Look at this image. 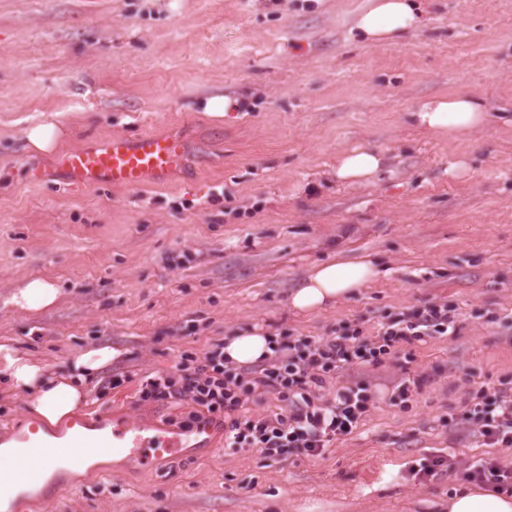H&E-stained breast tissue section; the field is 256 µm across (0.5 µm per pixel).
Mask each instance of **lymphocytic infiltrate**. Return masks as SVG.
Segmentation results:
<instances>
[{"instance_id": "1", "label": "lymphocytic infiltrate", "mask_w": 512, "mask_h": 512, "mask_svg": "<svg viewBox=\"0 0 512 512\" xmlns=\"http://www.w3.org/2000/svg\"><path fill=\"white\" fill-rule=\"evenodd\" d=\"M457 320L447 305L429 303L395 314L373 334L346 328L322 342L285 340L262 364L246 368L225 362L219 344L200 358L182 354L179 376L145 377L139 399L187 405L194 423L222 419L224 445L236 451L255 450L273 460L291 453L315 457L333 440L352 433L374 404L364 383L330 389L336 374L354 365H380L397 356L402 344L452 335ZM264 398L279 402V410L249 415V404ZM455 420L477 426L485 445L511 448L512 386L477 389ZM461 476L512 492V468L493 458L473 461Z\"/></svg>"}]
</instances>
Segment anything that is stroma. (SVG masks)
<instances>
[{
    "label": "stroma",
    "mask_w": 512,
    "mask_h": 512,
    "mask_svg": "<svg viewBox=\"0 0 512 512\" xmlns=\"http://www.w3.org/2000/svg\"><path fill=\"white\" fill-rule=\"evenodd\" d=\"M368 4L0 0V337L51 376L82 350L117 352L73 418L45 433L116 416L179 429L186 407L141 402V380L239 331L314 341L372 333L429 302L459 313L455 335L335 378L365 382L376 404L321 456L237 452L219 429L211 450L150 471L121 455L61 471L55 498L18 497L8 512H446L460 477L416 481L419 460L512 467V447L443 423L470 392L512 381V0H419L422 26L380 45L355 26ZM452 94L484 97L486 125L451 139L417 124L421 103ZM217 98L224 114L208 107ZM49 117L69 131L63 152L175 133L199 157L161 184L73 187L55 154L24 145ZM354 147L386 157L369 183L333 173ZM460 159L467 173L449 176ZM37 167L49 178L33 179ZM361 253L385 277L322 311L292 310L312 265ZM33 276L62 291L35 316L12 302ZM115 373L124 384L106 387ZM408 375L425 382L409 408L391 405ZM36 421L24 395L0 393V442Z\"/></svg>",
    "instance_id": "stroma-1"
}]
</instances>
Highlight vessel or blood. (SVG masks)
I'll use <instances>...</instances> for the list:
<instances>
[{
    "mask_svg": "<svg viewBox=\"0 0 512 512\" xmlns=\"http://www.w3.org/2000/svg\"><path fill=\"white\" fill-rule=\"evenodd\" d=\"M191 146L174 134H149L134 140L114 137L94 146L81 147L62 155L58 164L73 186L139 188L161 182L182 172ZM189 439L167 429L147 436L137 424L117 420L112 424V447L127 451L142 468H152L161 459L182 457Z\"/></svg>",
    "mask_w": 512,
    "mask_h": 512,
    "instance_id": "b4317fda",
    "label": "vessel or blood"
}]
</instances>
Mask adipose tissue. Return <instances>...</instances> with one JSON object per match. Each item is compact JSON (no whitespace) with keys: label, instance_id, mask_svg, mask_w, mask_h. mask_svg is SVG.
I'll use <instances>...</instances> for the list:
<instances>
[{"label":"adipose tissue","instance_id":"ef3b65f1","mask_svg":"<svg viewBox=\"0 0 512 512\" xmlns=\"http://www.w3.org/2000/svg\"><path fill=\"white\" fill-rule=\"evenodd\" d=\"M419 15L415 0H371L357 26L371 41L384 43L398 40L415 29ZM420 125L452 137L465 135L485 125L488 113L485 101L477 95L440 96L421 104L416 110ZM384 164L381 152L358 147L342 152L336 159V178L352 183L368 182ZM382 267L368 255L314 265L289 296L290 306L298 312H312L342 301L357 289L383 276ZM60 294L50 280L32 278L23 283L12 297L19 309L38 313L53 306ZM274 336L254 329L229 337L224 342L225 359L236 364H252L272 353ZM114 350L102 347L87 350L74 357L63 374L46 377L45 368L30 360L16 347L0 343V377L10 390L27 393L33 413L50 425L58 424L80 406L82 389L92 376L111 363ZM93 445L88 433H69L66 440L44 434L30 441H11L0 445V507L23 490L27 482L25 469L38 464L46 469L57 467L82 470L88 461L86 453L67 454L64 443ZM448 512H512V494L478 490L470 485L458 487L448 498Z\"/></svg>","mask_w":512,"mask_h":512}]
</instances>
